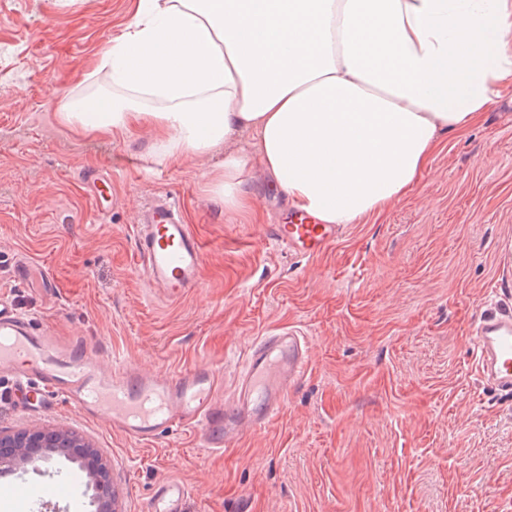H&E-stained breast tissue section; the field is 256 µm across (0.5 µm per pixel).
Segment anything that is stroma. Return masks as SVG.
Instances as JSON below:
<instances>
[{"label":"stroma","mask_w":512,"mask_h":512,"mask_svg":"<svg viewBox=\"0 0 512 512\" xmlns=\"http://www.w3.org/2000/svg\"><path fill=\"white\" fill-rule=\"evenodd\" d=\"M133 14L132 0H0V296L147 371L231 377L256 336L283 328L307 337L308 370L274 424L221 455L189 432L136 445L60 399L0 406V428L81 434L111 458L122 512H150L167 478L187 487L184 512H503L512 397L479 377L470 337L512 293V87L443 139L412 193L302 259L265 236L291 206L261 173L244 185L253 215L228 213L207 189L223 153L167 163L148 130L57 120L64 96L110 91L90 64ZM92 170L112 175L104 216L81 180ZM157 194L180 200L205 248L200 284L176 301L136 262V214ZM23 259L56 288L14 280Z\"/></svg>","instance_id":"obj_1"}]
</instances>
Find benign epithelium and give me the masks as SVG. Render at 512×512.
I'll return each instance as SVG.
<instances>
[{"label":"benign epithelium","instance_id":"benign-epithelium-1","mask_svg":"<svg viewBox=\"0 0 512 512\" xmlns=\"http://www.w3.org/2000/svg\"><path fill=\"white\" fill-rule=\"evenodd\" d=\"M70 448L95 490L97 512H118L112 463L77 432L33 425L17 431L0 430V472L36 467L48 452Z\"/></svg>","mask_w":512,"mask_h":512}]
</instances>
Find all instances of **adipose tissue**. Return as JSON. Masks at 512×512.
Wrapping results in <instances>:
<instances>
[{"instance_id":"ef3b65f1","label":"adipose tissue","mask_w":512,"mask_h":512,"mask_svg":"<svg viewBox=\"0 0 512 512\" xmlns=\"http://www.w3.org/2000/svg\"><path fill=\"white\" fill-rule=\"evenodd\" d=\"M96 68L111 92L65 97L61 123L152 130L167 162L245 137L213 177L225 210L249 208L257 163L347 225L412 192L441 137L512 85V0H137Z\"/></svg>"}]
</instances>
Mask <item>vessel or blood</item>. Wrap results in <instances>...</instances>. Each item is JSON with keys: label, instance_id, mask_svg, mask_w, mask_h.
Segmentation results:
<instances>
[{"label": "vessel or blood", "instance_id": "obj_1", "mask_svg": "<svg viewBox=\"0 0 512 512\" xmlns=\"http://www.w3.org/2000/svg\"><path fill=\"white\" fill-rule=\"evenodd\" d=\"M82 179L91 187L98 210L109 211L111 178L87 172ZM343 230V225L321 224L297 211L288 223L271 225L268 237L288 253L312 259L335 245ZM135 253L148 285L167 299H179L200 281L203 246L173 197L158 196L142 206ZM472 341L480 376L500 394L511 395L512 309L479 318ZM308 365L306 338L284 329L253 340L245 367L229 390L223 369L214 365L195 366L175 376L144 373L119 361L104 369L81 343L61 341L0 300V377L11 381L14 391L63 399L140 445L189 431L202 447L224 452L245 433L278 419ZM187 494L180 481L159 482L152 510L184 512Z\"/></svg>", "mask_w": 512, "mask_h": 512}]
</instances>
